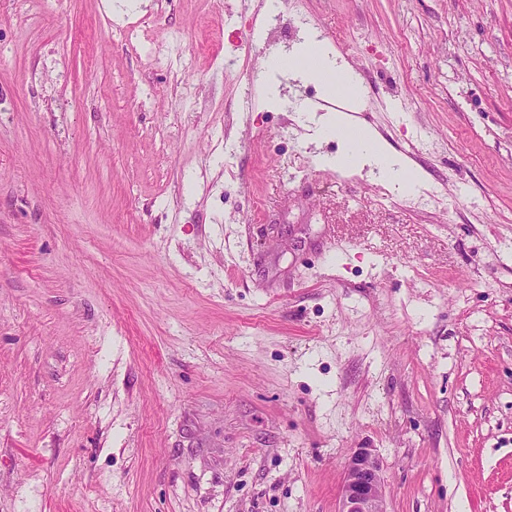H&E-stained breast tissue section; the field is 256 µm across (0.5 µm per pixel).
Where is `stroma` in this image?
Returning <instances> with one entry per match:
<instances>
[{
  "label": "stroma",
  "instance_id": "obj_1",
  "mask_svg": "<svg viewBox=\"0 0 512 512\" xmlns=\"http://www.w3.org/2000/svg\"><path fill=\"white\" fill-rule=\"evenodd\" d=\"M264 3L0 0V512H512V0ZM287 63L289 69L300 72L308 78L324 80L333 93L338 90L350 96L355 95L356 86L351 75L336 72L327 61L320 44L314 40L305 42L299 52L288 61L279 58L275 59L272 65L278 70ZM340 113V114H339ZM312 122V137L315 139L328 136H345L349 143L346 153L340 157L326 159V164L336 167L354 169L364 164L374 165L378 168L383 179L396 186L401 192L413 191L419 182V177L411 173L405 164L391 157L378 141L371 135L362 136L359 141L347 137L348 131L344 124L346 115L342 112H327L321 116H306ZM352 146V147H351ZM345 468L337 512H388L375 450L355 448Z\"/></svg>",
  "mask_w": 512,
  "mask_h": 512
}]
</instances>
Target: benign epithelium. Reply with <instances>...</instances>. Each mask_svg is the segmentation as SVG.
<instances>
[{
	"mask_svg": "<svg viewBox=\"0 0 512 512\" xmlns=\"http://www.w3.org/2000/svg\"><path fill=\"white\" fill-rule=\"evenodd\" d=\"M338 512H387L381 467L374 449L356 448L348 457Z\"/></svg>",
	"mask_w": 512,
	"mask_h": 512,
	"instance_id": "1",
	"label": "benign epithelium"
}]
</instances>
